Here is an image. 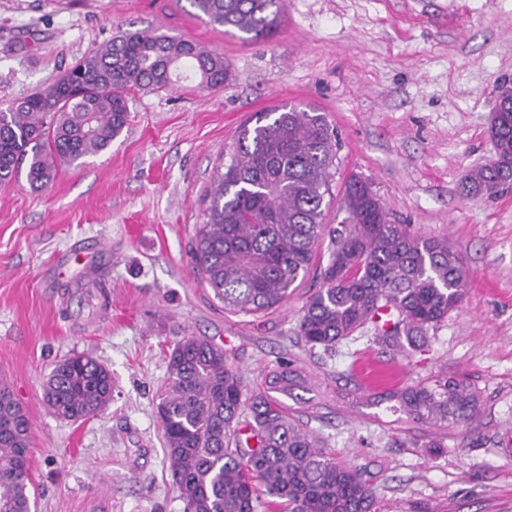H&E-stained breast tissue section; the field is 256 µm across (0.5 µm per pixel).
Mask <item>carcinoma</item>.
I'll use <instances>...</instances> for the list:
<instances>
[{
	"instance_id": "cac0c4a2",
	"label": "carcinoma",
	"mask_w": 512,
	"mask_h": 512,
	"mask_svg": "<svg viewBox=\"0 0 512 512\" xmlns=\"http://www.w3.org/2000/svg\"><path fill=\"white\" fill-rule=\"evenodd\" d=\"M192 3L210 24L246 41L270 37L282 20L283 0ZM186 72L213 92L224 88L231 65L192 39L152 31H125L89 50L57 82L0 112V180L27 159L30 185L49 184L58 161L97 155L120 136L129 118L127 91L169 89ZM500 99L506 105L489 128L496 159L466 176L472 197L512 183V90ZM338 146L323 112L285 104L253 113L216 167L193 263L224 308L255 314L288 298L326 234L329 259L298 321L304 344L332 351L370 326L417 351L429 328L463 298V257L445 237L393 223L372 184L356 174L343 182L337 224L325 223ZM167 369L170 383L157 412L172 481L188 512H257L261 488L286 512H374L359 474L275 400L248 392L224 347L181 336ZM293 376L282 364L270 373L269 388H284ZM42 398L61 420L88 418L111 403L112 373L91 356H70L54 366ZM398 398L417 421L457 424L478 411L476 391L459 376L436 375ZM30 434L26 412L1 388L0 512H31Z\"/></svg>"
}]
</instances>
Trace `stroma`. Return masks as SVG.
Returning <instances> with one entry per match:
<instances>
[{
  "instance_id": "1",
  "label": "stroma",
  "mask_w": 512,
  "mask_h": 512,
  "mask_svg": "<svg viewBox=\"0 0 512 512\" xmlns=\"http://www.w3.org/2000/svg\"><path fill=\"white\" fill-rule=\"evenodd\" d=\"M183 36L224 56L232 78L131 90L122 135L31 188L27 164L0 181V382L32 423L37 512H185L160 421L167 351L189 334L223 346L248 389L289 364L273 399L338 461L356 469L378 512H512V187L465 198L467 171L490 163L501 86L512 81V0H285L270 39L212 26L190 0H0V111L52 84L119 29ZM326 113L342 180L368 179L394 223L447 237L471 277L459 306L407 353L361 337L335 353L296 332L319 282L308 274L279 307L225 310L190 258L225 146L254 112ZM139 225L131 235L129 225ZM102 275L108 307L81 286ZM84 354L112 373L110 406L76 422L42 400L54 364ZM393 367L385 382L374 367ZM437 374L479 397L468 423L415 421L390 394Z\"/></svg>"
}]
</instances>
